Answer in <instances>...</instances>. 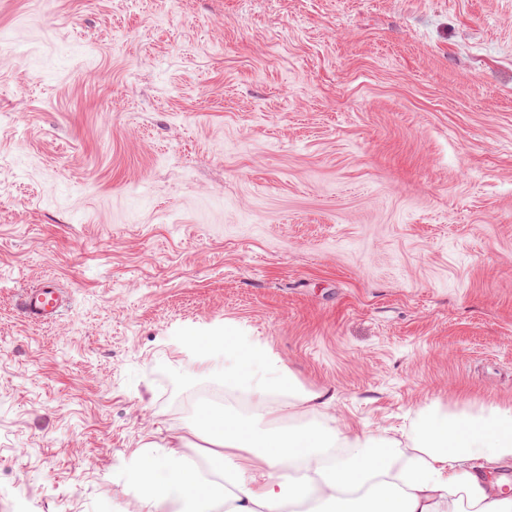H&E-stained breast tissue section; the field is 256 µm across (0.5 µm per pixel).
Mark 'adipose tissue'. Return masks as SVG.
Wrapping results in <instances>:
<instances>
[{"label":"adipose tissue","instance_id":"obj_1","mask_svg":"<svg viewBox=\"0 0 512 512\" xmlns=\"http://www.w3.org/2000/svg\"><path fill=\"white\" fill-rule=\"evenodd\" d=\"M202 349L246 356L224 374L252 405L246 416L208 409L216 448L190 464L184 436L133 461L127 481L148 512H512L507 483L492 478L512 462V405L419 411L405 439L342 432L326 421L287 425L298 408L319 413L333 397L306 391L258 343L242 336H193Z\"/></svg>","mask_w":512,"mask_h":512}]
</instances>
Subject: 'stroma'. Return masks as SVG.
Wrapping results in <instances>:
<instances>
[{
    "label": "stroma",
    "mask_w": 512,
    "mask_h": 512,
    "mask_svg": "<svg viewBox=\"0 0 512 512\" xmlns=\"http://www.w3.org/2000/svg\"><path fill=\"white\" fill-rule=\"evenodd\" d=\"M193 334L341 431L512 401V0H0V512H146ZM63 302L64 296L58 282L48 278L22 295L20 310L31 322L50 324L62 315Z\"/></svg>",
    "instance_id": "stroma-1"
}]
</instances>
